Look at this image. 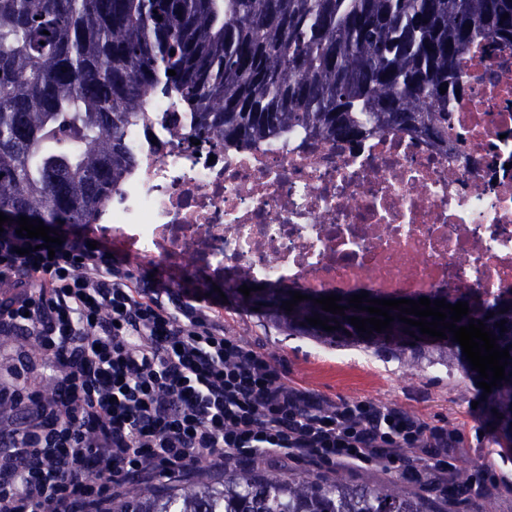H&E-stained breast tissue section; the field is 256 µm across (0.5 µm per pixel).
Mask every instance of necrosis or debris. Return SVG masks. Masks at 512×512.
<instances>
[{
	"mask_svg": "<svg viewBox=\"0 0 512 512\" xmlns=\"http://www.w3.org/2000/svg\"><path fill=\"white\" fill-rule=\"evenodd\" d=\"M445 143L376 131L343 145L303 130L236 151L176 136L153 95L126 132L138 167L97 221L137 254H188L223 272L310 291L420 296L512 289V50L471 59Z\"/></svg>",
	"mask_w": 512,
	"mask_h": 512,
	"instance_id": "obj_1",
	"label": "necrosis or debris"
}]
</instances>
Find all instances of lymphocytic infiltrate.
I'll return each mask as SVG.
<instances>
[{
    "mask_svg": "<svg viewBox=\"0 0 512 512\" xmlns=\"http://www.w3.org/2000/svg\"><path fill=\"white\" fill-rule=\"evenodd\" d=\"M55 251L0 230V335L45 357L50 388L26 389V353L0 363V512H111L134 483L193 480L242 461L320 474L400 471L447 495L459 442L395 405L334 401L288 384L269 353L225 332L200 287L136 276L98 240L57 225Z\"/></svg>",
    "mask_w": 512,
    "mask_h": 512,
    "instance_id": "obj_1",
    "label": "lymphocytic infiltrate"
}]
</instances>
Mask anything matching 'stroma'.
I'll return each mask as SVG.
<instances>
[{"label":"stroma","instance_id":"1","mask_svg":"<svg viewBox=\"0 0 512 512\" xmlns=\"http://www.w3.org/2000/svg\"><path fill=\"white\" fill-rule=\"evenodd\" d=\"M119 257L139 275H152L174 285H223V276L209 273L199 278L190 259L170 266L118 249ZM226 333L240 337L270 353L286 368L290 383L314 389L332 399H371L419 415L449 431H462L455 452L456 464L466 476L484 475L494 467L501 481L486 494L494 512H512V441L500 436L474 377L463 369L441 364L410 369L397 358L379 357L362 347H325L314 339L291 336L265 315L229 301L219 310Z\"/></svg>","mask_w":512,"mask_h":512}]
</instances>
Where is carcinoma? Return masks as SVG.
Here are the masks:
<instances>
[{"instance_id":"obj_1","label":"carcinoma","mask_w":512,"mask_h":512,"mask_svg":"<svg viewBox=\"0 0 512 512\" xmlns=\"http://www.w3.org/2000/svg\"><path fill=\"white\" fill-rule=\"evenodd\" d=\"M509 18L502 19L503 15ZM489 40L512 49V0H0V212L46 224L94 221L138 166L125 141L158 88L191 114L189 133L245 146L301 128L326 141L407 131L448 140V101L465 94L461 60ZM176 75H167L168 70ZM447 88L440 93V88ZM291 336L365 344L404 356L419 328L399 319L363 339L336 315L339 338L307 323L314 300L285 310L280 288L241 298ZM512 355V292L491 304L467 296ZM505 321L507 331L496 323ZM486 394L512 430V358ZM112 512H434L397 482L355 485L338 475L257 476L221 486L156 487Z\"/></svg>"}]
</instances>
